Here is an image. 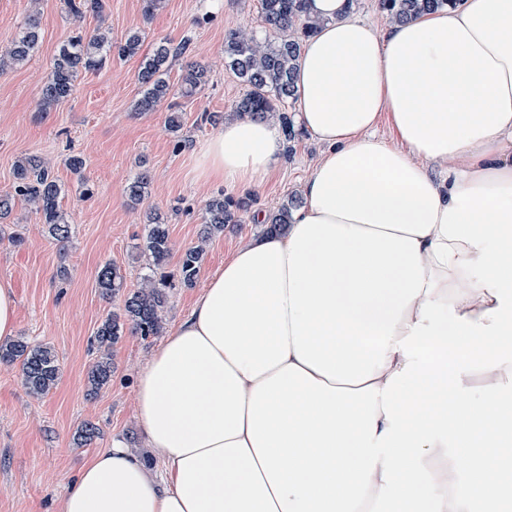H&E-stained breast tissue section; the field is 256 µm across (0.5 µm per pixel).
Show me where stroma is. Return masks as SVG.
<instances>
[{"label":"stroma","instance_id":"1","mask_svg":"<svg viewBox=\"0 0 512 512\" xmlns=\"http://www.w3.org/2000/svg\"><path fill=\"white\" fill-rule=\"evenodd\" d=\"M34 13L41 32L37 53L24 66L0 71V194L11 191L17 160L40 157L65 191L62 208L71 238L59 245L39 214L22 201L0 220V278L10 279L15 288L16 335L50 345L61 363L56 386L39 399L26 392L17 366L0 363V512H58L66 486L92 454L109 448L116 436L136 443L135 378L164 338L145 340L126 333L112 350L110 381L96 396H88L85 376L95 357L94 332L123 303L119 296L102 297L97 273L112 263L121 268L127 291L138 289L147 272L139 247L146 217L153 211L169 224V269H176L183 251L196 244L206 200L224 189L198 177L199 151L216 130L200 116L205 111L222 119L234 116L246 91L224 67V39L239 29L265 33L260 0H218L209 11L199 0H165L149 18L143 0H110L103 21L89 12L74 17L63 0H0V52ZM103 22L116 44L136 30L147 49L161 40L174 46L190 41L189 52L174 60L166 74L172 89L167 101L154 111H137L143 93L138 81L142 58L135 55L113 58L101 70L80 74L69 98L51 111H41V91L59 47L76 33H93ZM192 62L211 69L212 79L196 95L184 97L179 88ZM173 106L183 116L177 137L166 127ZM180 137L187 145L179 150L175 144ZM319 151L302 135L285 144L277 172L258 189L244 193L249 207L241 223L228 225L223 236L209 242L196 283L168 289L165 330H172L188 312L225 256L259 232L254 212L276 210L299 193ZM72 155L85 159L82 173L67 166ZM144 168L151 181L144 197L134 203L124 187ZM87 183L94 187L88 199L82 196ZM17 233L22 243H13ZM62 267L69 272L64 281L57 277ZM86 421L97 424L99 435L80 448L75 437Z\"/></svg>","mask_w":512,"mask_h":512}]
</instances>
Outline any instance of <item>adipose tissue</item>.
<instances>
[{
  "instance_id": "1",
  "label": "adipose tissue",
  "mask_w": 512,
  "mask_h": 512,
  "mask_svg": "<svg viewBox=\"0 0 512 512\" xmlns=\"http://www.w3.org/2000/svg\"><path fill=\"white\" fill-rule=\"evenodd\" d=\"M306 8L302 203L139 372L161 472L113 439L59 512H512V0L382 27ZM283 142L226 120L201 174L256 189Z\"/></svg>"
}]
</instances>
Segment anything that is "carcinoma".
<instances>
[{
    "label": "carcinoma",
    "mask_w": 512,
    "mask_h": 512,
    "mask_svg": "<svg viewBox=\"0 0 512 512\" xmlns=\"http://www.w3.org/2000/svg\"><path fill=\"white\" fill-rule=\"evenodd\" d=\"M305 2L261 0L262 20L272 36L259 38L252 33L235 31L229 33L224 42L225 66L247 87V93L237 104V113L275 119L287 142L295 140L298 133L288 112L279 109L278 104L292 97L293 61L300 52L303 38L313 33L318 25L306 14ZM448 2L450 0H379V6L386 18L404 21L421 12L439 10ZM65 5L75 16L92 12L100 18L108 7L107 0H65ZM39 44V21L31 15L18 37L0 54V70L26 64L38 51ZM142 46V35L133 31L118 46V56H134ZM185 52L186 46L173 47L163 41L143 56L138 73L143 94L137 103L138 110L150 112L168 96L164 67L169 59ZM111 57L112 38L103 27L90 35L72 36L54 57L50 80L41 93L42 110L47 112L68 98L79 73L101 69ZM209 81L210 73L206 69L190 67L183 75L181 94L191 97ZM148 184V172L137 175L126 186L128 198L141 200ZM63 197L64 190L51 167L37 158L24 157L15 165L12 192L0 195V218L10 214L16 201H25L41 216L49 236L63 244L70 236V224L61 205ZM300 203L299 196L289 197L275 212L268 214L270 227L275 229L289 223L291 211ZM246 206L247 203L236 202L222 192L212 196L206 204V220L199 244L184 250L175 273L166 270L171 251L168 224L156 216L146 226L141 253L147 257L149 274L137 291L126 296L119 311L109 313L97 327L92 339L97 356L87 373L89 393H98L108 383L112 375V348L124 331L143 338L160 333V312L167 300V289L176 281L185 286L193 285L204 262L203 244L224 233L226 225L240 223V211ZM124 283L119 267L106 263L99 269L97 284L103 297L110 299L118 295ZM0 362L18 365L27 393L37 398L47 395L60 375L59 360L52 347L31 346L20 338L0 344Z\"/></svg>",
    "instance_id": "1"
}]
</instances>
